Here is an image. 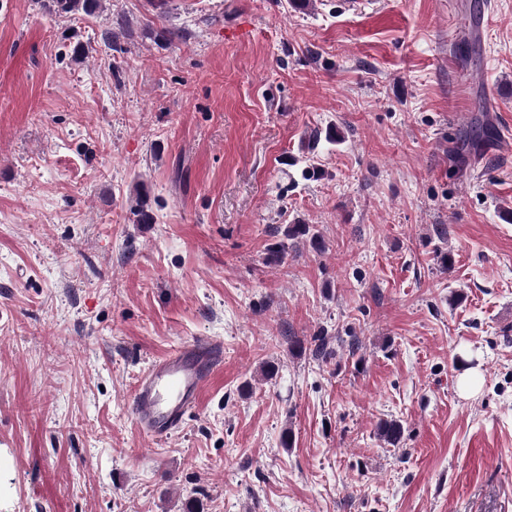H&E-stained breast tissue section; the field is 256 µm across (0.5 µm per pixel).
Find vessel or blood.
<instances>
[{
	"instance_id": "b4317fda",
	"label": "vessel or blood",
	"mask_w": 512,
	"mask_h": 512,
	"mask_svg": "<svg viewBox=\"0 0 512 512\" xmlns=\"http://www.w3.org/2000/svg\"><path fill=\"white\" fill-rule=\"evenodd\" d=\"M223 359L220 343L202 339L180 345L152 361L133 392L132 418L146 437L163 440L197 408Z\"/></svg>"
}]
</instances>
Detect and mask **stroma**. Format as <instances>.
Masks as SVG:
<instances>
[{"mask_svg":"<svg viewBox=\"0 0 512 512\" xmlns=\"http://www.w3.org/2000/svg\"><path fill=\"white\" fill-rule=\"evenodd\" d=\"M343 2L0 0V512H512V0ZM49 10L58 14L83 12L91 14L98 8L99 0H47ZM223 359L220 343L202 339L180 345L152 361L134 388L132 418L140 432L163 440L177 432L198 407Z\"/></svg>","mask_w":512,"mask_h":512,"instance_id":"35a3bbf8","label":"stroma"}]
</instances>
